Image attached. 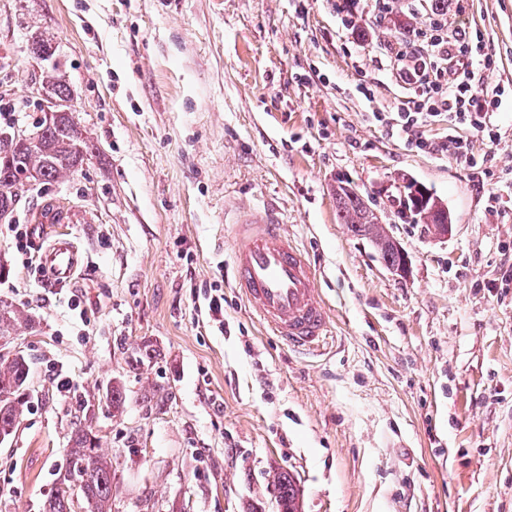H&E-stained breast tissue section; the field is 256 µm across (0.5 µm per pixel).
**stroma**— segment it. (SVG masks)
<instances>
[{"instance_id": "35a3bbf8", "label": "stroma", "mask_w": 512, "mask_h": 512, "mask_svg": "<svg viewBox=\"0 0 512 512\" xmlns=\"http://www.w3.org/2000/svg\"><path fill=\"white\" fill-rule=\"evenodd\" d=\"M354 3L0 0V113L31 123L52 69L88 140L78 170L0 223V302L33 323L7 346L32 376L0 445V512H44L77 422L112 457V512H278L284 471L302 512H512V181L486 210L466 163L372 120L402 94L371 59L396 33L372 0ZM464 5L497 57L491 82L512 90V0ZM398 173L447 202L448 238L396 217L379 188ZM340 179L408 253L409 277L341 224ZM228 202L273 208L309 255L333 331L321 352L289 350L250 314ZM50 205L63 219L47 228ZM54 233L80 255L64 284L39 272Z\"/></svg>"}]
</instances>
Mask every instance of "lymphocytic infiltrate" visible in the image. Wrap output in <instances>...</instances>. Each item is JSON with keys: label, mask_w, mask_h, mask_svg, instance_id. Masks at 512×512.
Instances as JSON below:
<instances>
[{"label": "lymphocytic infiltrate", "mask_w": 512, "mask_h": 512, "mask_svg": "<svg viewBox=\"0 0 512 512\" xmlns=\"http://www.w3.org/2000/svg\"><path fill=\"white\" fill-rule=\"evenodd\" d=\"M379 50L408 95L388 110L374 112V120L409 145L454 156L473 168L476 177L486 176L485 160L475 154L473 141H501L500 114L508 97L490 82L497 59L483 33L435 13L426 29L413 30L404 41H382ZM442 119L448 123L445 139L426 138L425 127Z\"/></svg>", "instance_id": "lymphocytic-infiltrate-1"}]
</instances>
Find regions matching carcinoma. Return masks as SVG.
<instances>
[{
    "instance_id": "1",
    "label": "carcinoma",
    "mask_w": 512,
    "mask_h": 512,
    "mask_svg": "<svg viewBox=\"0 0 512 512\" xmlns=\"http://www.w3.org/2000/svg\"><path fill=\"white\" fill-rule=\"evenodd\" d=\"M39 143L33 147L20 142L0 140V210L13 209L20 186L17 173L24 169L30 179L40 183L54 181L73 173L83 163L87 144L71 112L55 113L42 125ZM406 184L405 196L397 197V214L405 224H449L448 206L442 198L407 176L398 177ZM336 203L342 223L350 232L368 238L387 266L401 263L396 241L380 224L374 210L363 197L336 187ZM31 320L11 305L0 306V336H11L20 329H31ZM30 368L21 352L0 356V435L13 437L20 418L29 404ZM57 483L78 487L77 499L50 496L45 512H76L75 501L86 504L87 512H112V457L95 441L90 427L76 426L66 449V466L59 471ZM273 494L279 512H299L300 489L287 473L273 479Z\"/></svg>"
}]
</instances>
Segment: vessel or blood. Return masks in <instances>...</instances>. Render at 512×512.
<instances>
[{"instance_id":"vessel-or-blood-1","label":"vessel or blood","mask_w":512,"mask_h":512,"mask_svg":"<svg viewBox=\"0 0 512 512\" xmlns=\"http://www.w3.org/2000/svg\"><path fill=\"white\" fill-rule=\"evenodd\" d=\"M230 224L234 285L258 322L290 347L317 351L331 334V320L305 252L267 209L234 213ZM41 265L54 281H70L79 267L73 242L55 239Z\"/></svg>"}]
</instances>
